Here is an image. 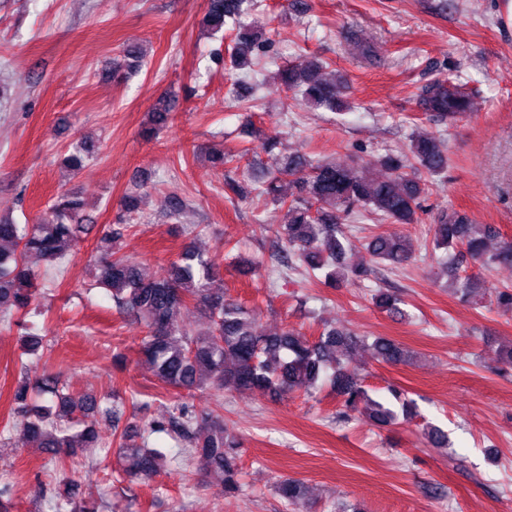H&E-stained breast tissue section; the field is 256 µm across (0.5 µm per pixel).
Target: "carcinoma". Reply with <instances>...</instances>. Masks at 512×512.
<instances>
[{
  "instance_id": "cac0c4a2",
  "label": "carcinoma",
  "mask_w": 512,
  "mask_h": 512,
  "mask_svg": "<svg viewBox=\"0 0 512 512\" xmlns=\"http://www.w3.org/2000/svg\"><path fill=\"white\" fill-rule=\"evenodd\" d=\"M251 0H207L206 22L214 31L232 22L236 36L229 50L235 69L260 64L259 53L269 43L268 34L242 21L251 10ZM124 69L114 67L112 75L126 79L145 59L143 50L129 45L123 50ZM325 64L314 58L302 70L284 67L277 73L284 90L300 92L302 99L330 110L343 106L344 85L340 77L323 76ZM424 110L441 122L451 121L472 111L473 99L448 80L436 77L419 88ZM174 102L164 100L149 113L142 136L149 139L163 128L174 111ZM264 148L279 150V167L256 181L229 178L224 194L238 200H270L288 208L290 220L277 232L283 258L297 257L310 271L321 272L325 284L334 287L349 280H361L368 269L347 263L348 239L344 221L353 215L370 213L390 224H418L421 202L429 192V178L448 167L444 140L436 132L410 140L409 153L387 155L379 161V171L369 173L329 162H313L306 156L282 148L278 135H264ZM94 148L77 144L69 157L72 175L84 166V158ZM125 225L116 224L103 232L98 247V284L107 288L119 312L134 317L146 328L140 350L164 385L190 390L207 385L221 392L226 388L261 395L289 393L301 388L315 389L329 384L343 398L345 413L361 411L383 426L399 418L416 415V405L396 387L389 388L399 407L373 398L361 385L357 374L343 358L353 354L363 340L350 332L323 327L315 340L303 332L287 328L273 335L255 329V319L238 301L211 288L215 263L208 253L186 246L164 274L144 277L136 263L119 254L117 242ZM85 224L84 202L73 194H63L47 208L35 224L0 222V320L11 322L14 315L26 314L35 300L34 280L41 263L62 266L68 241ZM489 232L457 213H444L435 224L434 247L455 249L484 266L512 264V241H504L495 253L487 254ZM369 249L376 262L402 265L411 260L405 237L379 233ZM192 299L208 319L205 330L197 331L176 319L187 300ZM376 305L391 314L403 315L399 297L387 290L375 295ZM373 357L380 363L400 365L413 358V352L386 338L372 343ZM41 390L53 395L49 404L24 406L28 421L26 433L40 439L49 462L74 455L80 448L97 442L94 429L86 423L96 407L88 395L63 392L53 375L42 379ZM84 425L78 431L73 427ZM168 433L185 442L186 454L204 457L224 476V493L239 490L242 448L238 438L224 427V420L211 411L203 417L190 414L186 405L173 406L168 417L132 434L119 436L118 451L126 461L130 479L155 476L166 455L148 448L149 436ZM280 497L290 512H304L303 483L283 479L277 484Z\"/></svg>"
}]
</instances>
